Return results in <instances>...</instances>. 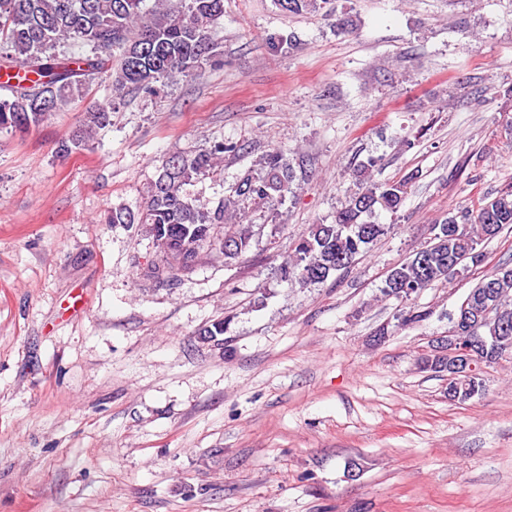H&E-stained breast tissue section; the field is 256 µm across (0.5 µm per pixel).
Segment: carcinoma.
I'll return each mask as SVG.
<instances>
[{
  "label": "carcinoma",
  "instance_id": "1",
  "mask_svg": "<svg viewBox=\"0 0 512 512\" xmlns=\"http://www.w3.org/2000/svg\"><path fill=\"white\" fill-rule=\"evenodd\" d=\"M278 9L294 15H322L334 19L339 34H349L357 22L335 0H274ZM224 16V0H0V76L8 93L0 98V131L25 130L48 119L52 109L71 104L102 75L113 76L112 92L123 97L130 91L152 95L158 85L179 75L193 77L203 68L223 64L213 28ZM88 47L74 55L72 42ZM108 109L87 113L82 139L109 122ZM233 141L216 142L193 156L175 154L162 161L142 207L137 211L112 210L111 224H137L145 236L157 238L160 225L193 234L186 254L175 241L150 266L151 276L174 281L200 252L214 251L229 264L249 248L251 235L242 224L239 203L272 208L293 193L292 165L283 150L273 148L229 185L216 205L196 203L187 186L214 173L224 154L236 153ZM408 180L367 183L349 195L329 224L312 225L294 251L278 268L280 279L316 285L344 270L356 256L388 234L390 225L377 220V212H397L405 199ZM227 227L214 236L215 226ZM512 225V191L477 207L448 213L431 241L392 268L380 289L382 296L401 302L412 295L469 270L479 261L476 248ZM471 308L493 309V320L478 327L495 347L484 363L492 368L512 359V265L505 262L484 276L467 294ZM486 378L459 377L456 386L465 402L481 394Z\"/></svg>",
  "mask_w": 512,
  "mask_h": 512
}]
</instances>
